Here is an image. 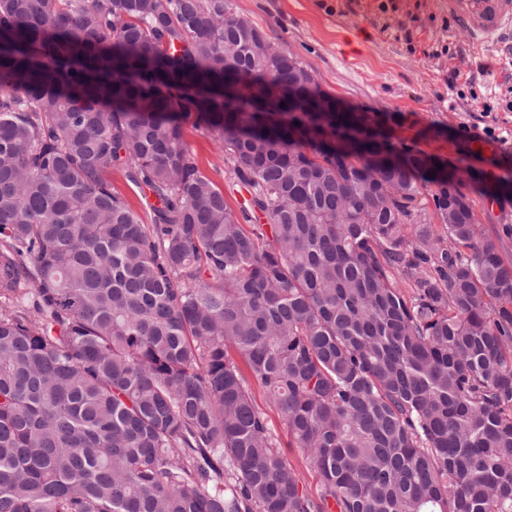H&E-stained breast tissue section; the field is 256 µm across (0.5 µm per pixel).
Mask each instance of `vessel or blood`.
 <instances>
[{
    "mask_svg": "<svg viewBox=\"0 0 512 512\" xmlns=\"http://www.w3.org/2000/svg\"><path fill=\"white\" fill-rule=\"evenodd\" d=\"M448 17L479 46L512 29V0H442Z\"/></svg>",
    "mask_w": 512,
    "mask_h": 512,
    "instance_id": "vessel-or-blood-1",
    "label": "vessel or blood"
}]
</instances>
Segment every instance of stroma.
Returning a JSON list of instances; mask_svg holds the SVG:
<instances>
[{
  "label": "stroma",
  "mask_w": 512,
  "mask_h": 512,
  "mask_svg": "<svg viewBox=\"0 0 512 512\" xmlns=\"http://www.w3.org/2000/svg\"><path fill=\"white\" fill-rule=\"evenodd\" d=\"M266 37L297 54L322 90L369 113L387 142L460 177V189L512 268V37L475 49L439 0H233ZM200 172L241 207V185L213 135L184 123ZM283 457L309 489L318 479L263 390H255Z\"/></svg>",
  "instance_id": "obj_1"
}]
</instances>
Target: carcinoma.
Segmentation results:
<instances>
[{"mask_svg": "<svg viewBox=\"0 0 512 512\" xmlns=\"http://www.w3.org/2000/svg\"><path fill=\"white\" fill-rule=\"evenodd\" d=\"M235 13L0 0V512H512L498 243L427 156L336 150L368 113L288 111L335 98ZM239 85L268 111L224 110ZM190 116L250 209L199 171ZM426 183L442 235L410 210ZM112 188L119 193L128 205L136 210L146 224L151 223L150 203H154V198L146 189H139L126 181L123 174L119 171H112ZM254 396L258 407L266 414L269 426L279 443V450L283 457L298 468L302 474L305 485L314 492L317 488L318 479L307 467L303 455L298 448H290L288 445V428L281 414L268 401L263 390L255 388Z\"/></svg>", "mask_w": 512, "mask_h": 512, "instance_id": "cac0c4a2", "label": "carcinoma"}]
</instances>
